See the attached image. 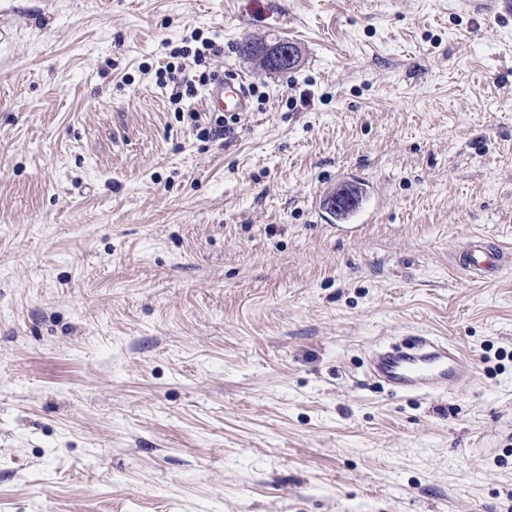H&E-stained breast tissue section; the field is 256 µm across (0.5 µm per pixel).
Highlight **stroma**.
<instances>
[{"instance_id":"35a3bbf8","label":"stroma","mask_w":512,"mask_h":512,"mask_svg":"<svg viewBox=\"0 0 512 512\" xmlns=\"http://www.w3.org/2000/svg\"><path fill=\"white\" fill-rule=\"evenodd\" d=\"M195 31L255 90L215 142L156 79ZM474 237L512 254V11L0 0V512H512V264L469 276ZM419 333L469 382L371 378ZM251 47L264 55H267L280 67L283 71L288 72L295 67L297 62V51L296 47L285 40H279L275 43L271 42H254ZM248 55L255 58L260 66L271 71L284 73L280 69L274 67L267 57L262 56L258 53L253 52L251 48L247 46Z\"/></svg>"}]
</instances>
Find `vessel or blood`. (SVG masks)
Instances as JSON below:
<instances>
[{
	"label": "vessel or blood",
	"instance_id": "vessel-or-blood-1",
	"mask_svg": "<svg viewBox=\"0 0 512 512\" xmlns=\"http://www.w3.org/2000/svg\"><path fill=\"white\" fill-rule=\"evenodd\" d=\"M204 101L207 108L224 112L239 113L250 109L246 84L230 75L210 87ZM502 259L500 248L478 241L461 256L460 266L468 274L479 277ZM370 372L383 384L418 390L467 380L470 368L456 347L430 336H416L409 345L395 344L373 356Z\"/></svg>",
	"mask_w": 512,
	"mask_h": 512
}]
</instances>
